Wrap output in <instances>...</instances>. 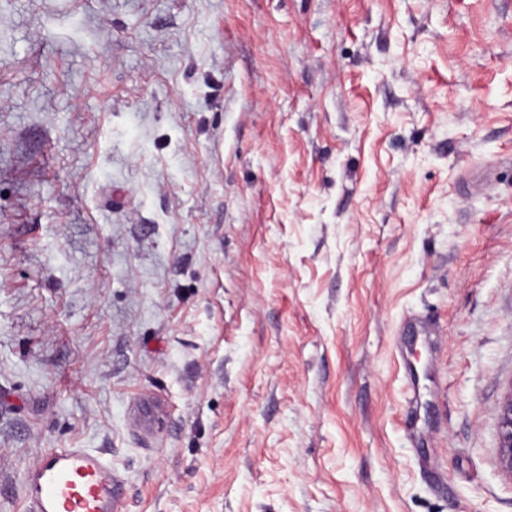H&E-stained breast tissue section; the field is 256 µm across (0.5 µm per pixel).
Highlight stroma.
Masks as SVG:
<instances>
[{
	"label": "stroma",
	"instance_id": "obj_1",
	"mask_svg": "<svg viewBox=\"0 0 512 512\" xmlns=\"http://www.w3.org/2000/svg\"><path fill=\"white\" fill-rule=\"evenodd\" d=\"M511 381L512 0H0V512H512ZM499 460L512 475V381L509 393L499 404ZM112 464L90 448H48L24 477L26 512H115Z\"/></svg>",
	"mask_w": 512,
	"mask_h": 512
}]
</instances>
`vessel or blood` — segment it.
<instances>
[{"mask_svg": "<svg viewBox=\"0 0 512 512\" xmlns=\"http://www.w3.org/2000/svg\"><path fill=\"white\" fill-rule=\"evenodd\" d=\"M111 463L89 448L46 449L24 477L25 512H116Z\"/></svg>", "mask_w": 512, "mask_h": 512, "instance_id": "1", "label": "vessel or blood"}]
</instances>
